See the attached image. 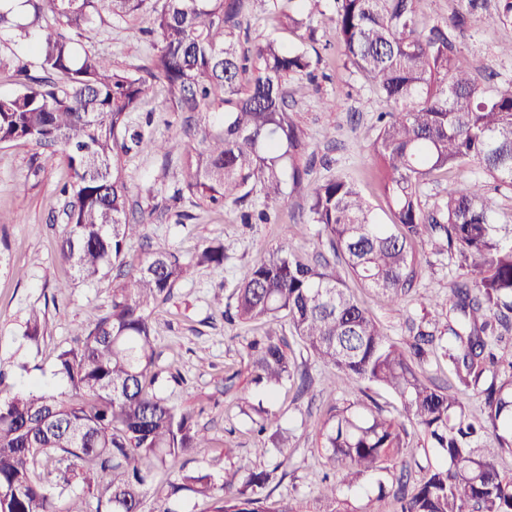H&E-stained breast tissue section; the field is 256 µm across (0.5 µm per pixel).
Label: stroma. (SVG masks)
Masks as SVG:
<instances>
[{
  "label": "stroma",
  "instance_id": "1",
  "mask_svg": "<svg viewBox=\"0 0 512 512\" xmlns=\"http://www.w3.org/2000/svg\"><path fill=\"white\" fill-rule=\"evenodd\" d=\"M288 0H275L268 13L249 20L251 42L277 40L305 49L312 58L317 83L294 108L312 155L306 180L308 188L342 176L355 182L374 207L382 223L391 214L380 194L372 143L378 133L376 115L384 103L378 91L345 64L336 28L332 0H319L310 29L291 31L279 18ZM496 0H486L477 20L455 43L474 59L478 84L493 93L512 85V57L500 48L512 41V28L498 25ZM133 17L118 18L102 13L96 23L77 34L88 52L108 57L113 65L134 71L145 68L153 52L150 37L140 33ZM135 122L144 124L146 136L124 158L127 184L134 203L154 208L153 221L145 235L127 242L124 272H133L148 253L162 250L182 260L203 245L224 246V265L203 266L178 283L170 297L151 316L156 339L155 393L193 414L199 429L208 436L205 447L194 449L177 463L182 473L210 474L222 483L226 466L244 470H267L274 497L287 499L297 512H328L329 505L315 499L314 483L325 472L318 449V431L330 407L363 403L388 417H399L400 402L391 392L361 382L347 387L331 386L330 369L300 350L286 322L269 320L245 325L228 320L234 293L248 268L278 249L310 261H334L335 256L319 225L306 223L308 196L286 193L267 208L263 224H244L239 208H199L189 199L172 200L181 179L179 153L163 156L155 148L161 139L194 143L195 129L186 116L171 111L158 81H150ZM70 178L61 158L34 156L30 146L17 143L0 146V399L6 400L39 385L49 392L64 391L54 374V358L71 347L77 328L107 311L116 273L95 283L80 281L64 263L57 242L66 223L60 186ZM417 280L404 302L390 305L372 289L354 291L379 324L385 336L404 342L411 336L409 321L426 318L444 321L441 311L421 309L422 296H446L449 282L466 275L457 260L421 249L416 254ZM45 315V330L39 344L24 335L32 312ZM272 335L289 345L296 372L308 373L305 393L284 386L275 397L253 380L247 365L248 345ZM260 406L277 418L289 436L287 454L274 448L269 436L257 435L255 426L240 410L241 404Z\"/></svg>",
  "mask_w": 512,
  "mask_h": 512
}]
</instances>
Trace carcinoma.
Wrapping results in <instances>:
<instances>
[{"label":"carcinoma","instance_id":"1","mask_svg":"<svg viewBox=\"0 0 512 512\" xmlns=\"http://www.w3.org/2000/svg\"><path fill=\"white\" fill-rule=\"evenodd\" d=\"M24 0L36 21L50 15L74 32L92 26L100 11L141 18L140 31L159 37L147 74L165 84L176 112L207 113L199 146L183 148L182 186L197 206H242L260 188L267 202L300 189L308 175V142L292 104L309 95L316 76L308 53L274 40L241 49L245 19L270 0ZM334 21L346 64L384 98L372 148L381 194L392 222H379L355 183L328 179L314 188L308 224H318L344 271L306 263L283 251L243 276L234 316L241 323L284 317L303 347L333 370L331 384L366 381L392 391L402 419L361 403L332 407L320 433L322 456L335 480L323 477L316 498L336 502L344 487L380 475L374 501L390 496L396 512H512V473L498 469L499 453H512V353L497 351L512 333V243L498 236L497 201L480 179L463 180L428 212L425 181L440 171L476 163L499 185L512 188V89L487 95L472 62L456 48L484 0H461L448 22L419 31L416 0H333ZM301 8L282 14L291 30L307 26ZM29 36L8 0H0V29ZM45 76L0 96V145L24 142L47 158L64 157L72 180L63 185L66 224L62 260L79 279L99 281L123 265L127 240L141 236L152 213L129 206L123 157L140 145L133 121L146 80L80 51L70 38L44 29L34 39ZM288 173H283V169ZM469 268L448 284V296L423 305L448 308L443 329L418 325L404 343L387 339L351 294L346 278L396 303L413 288L414 245ZM224 264V245L210 243L186 262L152 252L129 283L112 289L110 308L76 330L74 346L56 355L59 393L30 391L0 400V512H90L75 490L96 487L95 512H143L178 490L214 499V512H294L267 491L265 470L183 475L167 491L151 486L155 467L172 465L206 436L192 415L152 392L157 373L150 308L169 299L195 266ZM448 341H443V336ZM281 339L253 343L248 365L269 394L299 379ZM428 350L448 358L458 387L425 381L414 367ZM483 417L470 412L472 395ZM432 440L439 462L411 479L404 422Z\"/></svg>","mask_w":512,"mask_h":512}]
</instances>
